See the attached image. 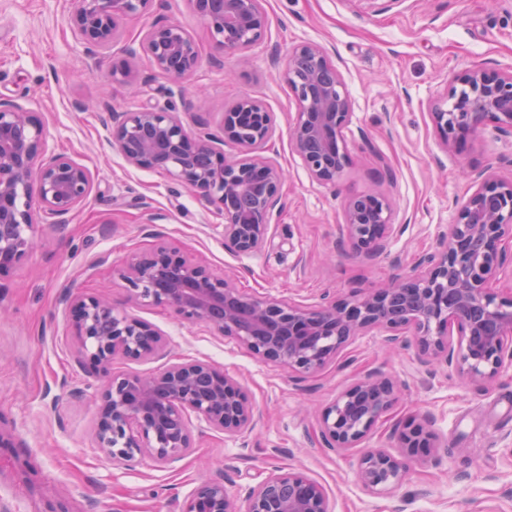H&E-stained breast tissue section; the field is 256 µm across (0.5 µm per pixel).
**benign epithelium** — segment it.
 Instances as JSON below:
<instances>
[{"mask_svg": "<svg viewBox=\"0 0 512 512\" xmlns=\"http://www.w3.org/2000/svg\"><path fill=\"white\" fill-rule=\"evenodd\" d=\"M151 0H73L72 24L90 56L112 46L117 21L143 13ZM224 53L260 44L269 19L263 0H192ZM126 59L112 68V82L129 85L141 56L173 80L191 76L200 50L174 21L150 26ZM284 79L297 112L289 123L292 152L310 178L336 185L350 155L345 133L352 124L350 95L323 44L304 41L288 52ZM108 141L134 168L161 171L196 192L224 217V246L237 255L260 251L281 199L284 172L255 154L273 138L275 121L266 104L239 97L225 112L221 135L203 115L188 128L169 102L147 100L134 109L108 110ZM434 130L447 151H462L487 124L512 135V70L474 65L456 73L446 96L431 112ZM234 145L228 159L216 144ZM473 191L457 205L448 233L434 251L414 261L410 273L389 283L306 306L291 298L251 296L230 276L167 241L131 254L117 275L127 301L171 308L183 321L202 323L258 359L299 376L336 361L356 338L409 335L420 362L446 367L483 390L492 389L512 368V296L492 283L512 260V181L489 171L469 175ZM88 171L49 150L43 124L14 100H0V274L20 264L36 245L37 221L65 224L88 197ZM391 205L379 191L350 197L342 235L373 256L391 237ZM78 362L106 374L116 357L139 360L162 354L164 341L150 323L112 302L84 294L66 298ZM397 389L382 371L355 380L322 412L320 433L338 451L358 447L397 402ZM209 428L240 438L257 422L256 410L239 380L200 360L173 363L151 375L111 376L97 412L98 448L129 466L149 457L168 463L192 448L188 415ZM436 436L427 415L412 420L399 436L408 458L428 456ZM404 462L381 449L361 458L357 479L373 493L400 485ZM181 512H326L324 487L295 469H275L247 492L239 510L224 480L203 481Z\"/></svg>", "mask_w": 512, "mask_h": 512, "instance_id": "benign-epithelium-1", "label": "benign epithelium"}]
</instances>
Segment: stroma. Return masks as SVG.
Segmentation results:
<instances>
[{"label": "stroma", "instance_id": "stroma-1", "mask_svg": "<svg viewBox=\"0 0 512 512\" xmlns=\"http://www.w3.org/2000/svg\"><path fill=\"white\" fill-rule=\"evenodd\" d=\"M263 7L265 40L226 54L191 0H151L145 13L120 22L112 47L93 60L71 28L70 0H0V99L31 108L50 149L91 177L90 194L68 224H38V246L0 277V427L14 437L13 447L0 448V512H181L203 480L223 478L227 490L242 497L278 467L321 483L328 512H512V369L484 391L419 364L411 343H388L372 333L347 346L335 363L298 379L153 305L133 313L162 333L164 357H118L105 375L78 362L63 295L78 290L123 305L126 285L114 267L160 239L205 260L217 274L236 276L246 294L313 306L324 296L349 295L408 273L453 223L454 205L470 189L467 173L489 169L512 180V135L488 126L450 153L430 115L454 73L474 64L512 70V0H402L383 12L368 0H263ZM166 21L187 28L201 49V65L176 82L143 57L137 85L158 100L172 99L187 121L206 96L205 119L214 131L243 94L274 114L273 143L261 154L287 178L268 242L253 256L225 247L224 219L214 207L164 173L128 166L107 141L108 109L136 104L110 72L132 40ZM303 41L332 48L352 100L351 161L334 188L313 182L289 144L296 102L273 53ZM385 167L392 177L378 181ZM374 187L390 199L398 230L386 252L370 256L340 242L339 226L345 199ZM188 359L209 361L239 379L261 414L254 431L230 439L192 415L193 447L181 460L109 461L95 440L97 399L108 375H148ZM375 370L401 387V398L362 448L344 454L326 448L318 412ZM424 412L433 416L438 437L432 455L409 459L393 492L368 493L356 477L363 448L397 453L405 424Z\"/></svg>", "mask_w": 512, "mask_h": 512}]
</instances>
